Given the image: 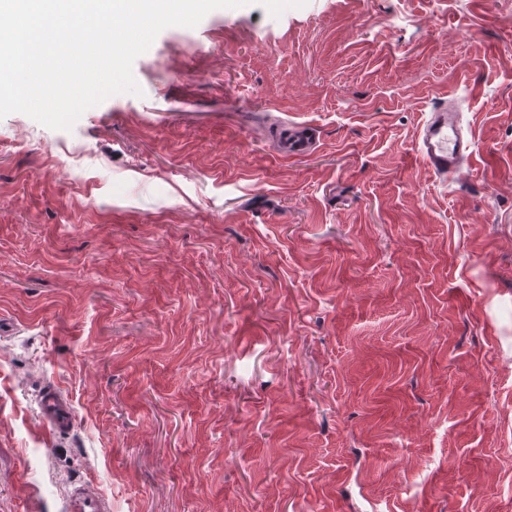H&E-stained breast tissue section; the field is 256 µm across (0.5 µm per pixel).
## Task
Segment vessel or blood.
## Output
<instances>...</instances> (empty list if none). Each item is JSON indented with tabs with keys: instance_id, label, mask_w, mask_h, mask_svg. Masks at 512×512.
Instances as JSON below:
<instances>
[{
	"instance_id": "vessel-or-blood-1",
	"label": "vessel or blood",
	"mask_w": 512,
	"mask_h": 512,
	"mask_svg": "<svg viewBox=\"0 0 512 512\" xmlns=\"http://www.w3.org/2000/svg\"><path fill=\"white\" fill-rule=\"evenodd\" d=\"M473 153L474 143L463 135L456 111L441 105L429 113L416 143V155L428 170L444 180L456 178ZM40 413L54 432L70 428L74 420L68 397L54 389L42 394ZM66 512H108V508L92 489L79 487L70 493Z\"/></svg>"
}]
</instances>
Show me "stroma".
<instances>
[{"mask_svg":"<svg viewBox=\"0 0 512 512\" xmlns=\"http://www.w3.org/2000/svg\"><path fill=\"white\" fill-rule=\"evenodd\" d=\"M133 73L0 119V512H512V0L219 9ZM473 140L462 134L458 113L440 105L429 113L416 143V155L434 175L447 181L460 175L474 153ZM41 416L53 432H61L71 427L74 416L66 395L55 389L44 392L40 398ZM106 502L89 487L74 489L68 499L66 512H107Z\"/></svg>","mask_w":512,"mask_h":512,"instance_id":"1","label":"stroma"}]
</instances>
